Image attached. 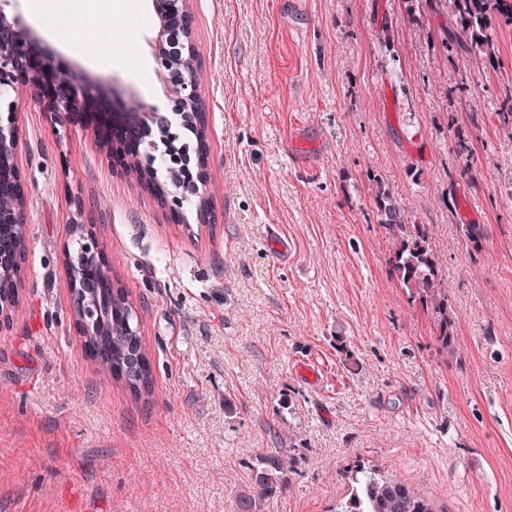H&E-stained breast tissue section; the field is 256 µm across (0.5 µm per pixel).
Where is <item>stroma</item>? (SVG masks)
<instances>
[{"label":"stroma","instance_id":"stroma-1","mask_svg":"<svg viewBox=\"0 0 512 512\" xmlns=\"http://www.w3.org/2000/svg\"><path fill=\"white\" fill-rule=\"evenodd\" d=\"M67 39L33 23L119 112L170 118L152 0ZM209 144V223L121 175L89 131L28 90L22 297L0 328V512H235L260 457L295 459L264 512H336L345 471L398 475L438 512H512V27L494 60L442 46L452 16L407 0H190ZM390 36H383L384 24ZM134 57L103 70L70 39ZM428 225L456 342L388 257L373 180ZM138 307L152 362L137 397L88 361L64 255L73 197ZM480 227L469 238L465 227ZM312 366L316 378L301 369Z\"/></svg>","mask_w":512,"mask_h":512}]
</instances>
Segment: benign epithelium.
I'll use <instances>...</instances> for the list:
<instances>
[{
    "label": "benign epithelium",
    "instance_id": "obj_1",
    "mask_svg": "<svg viewBox=\"0 0 512 512\" xmlns=\"http://www.w3.org/2000/svg\"><path fill=\"white\" fill-rule=\"evenodd\" d=\"M156 16L161 28L169 20L181 17L185 23L177 28L180 48L170 51L158 43L161 63L168 70H176L180 80L171 88V95L178 100L179 111L184 113V123L195 134L196 142L207 139V129L196 123L194 118L204 114L198 81L187 75V70L196 69V48L192 39L191 12L188 0H153ZM20 87L34 89L42 94L45 111L59 116L68 125L91 129L94 144L125 167L123 144L117 142L112 133L118 127L132 131L129 141L154 152L164 147L171 161V182L174 186L195 194L197 218L207 223L212 214V202L207 192V164L191 162L188 146L178 144L179 136L163 130L160 142H145L149 123L157 118L155 112H120L113 115L109 125L89 127L86 119V105L94 99L93 84L78 75L69 62L61 55L44 49L34 36L31 28L15 14L7 13L0 6V89L16 90ZM19 132L17 113L12 105L0 108V224H10L15 235L23 237V214L26 195L18 190L22 175L17 164ZM142 186H151L152 194L169 216L181 213L184 196L177 195L165 186L147 182V173H142ZM77 220L72 229L82 231L81 264L75 267L72 258H65L67 288L71 307L88 299L92 290L100 283L112 284V275L107 257L99 247L96 227L80 221L84 212L83 201L73 197ZM10 271L9 284L14 289L22 288L23 271L17 269L15 261L0 254V280L4 271Z\"/></svg>",
    "mask_w": 512,
    "mask_h": 512
}]
</instances>
